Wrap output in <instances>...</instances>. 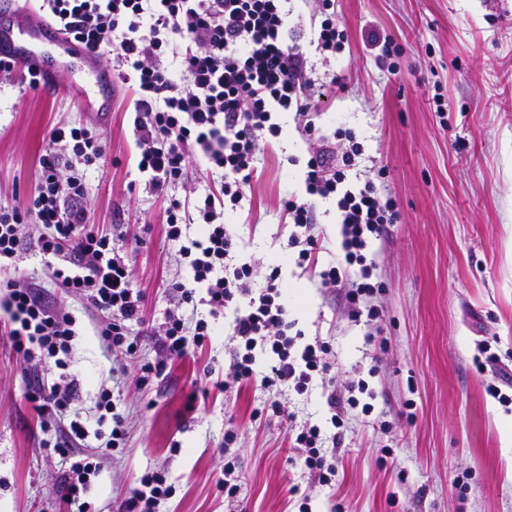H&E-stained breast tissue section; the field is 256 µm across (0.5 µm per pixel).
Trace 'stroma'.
<instances>
[{
	"label": "stroma",
	"mask_w": 512,
	"mask_h": 512,
	"mask_svg": "<svg viewBox=\"0 0 512 512\" xmlns=\"http://www.w3.org/2000/svg\"><path fill=\"white\" fill-rule=\"evenodd\" d=\"M336 18L349 52L327 65L305 47L317 82L345 83L319 99L320 123L364 139L366 159L387 171L381 194L399 212L369 252L386 285L373 299L378 339L312 268L283 258L291 228L282 201L303 192L308 158L293 116L280 117L281 134L259 155L249 215L224 218L255 287L270 262H281L297 347L317 339L331 347L329 378L314 377L302 395L280 392L284 412L327 438L335 432L331 390L363 380L375 394L370 413L346 417L336 475L324 486L304 468L305 452L282 418L264 413L270 391L232 381L233 308L210 320L203 345L169 362L151 386L137 384L138 365L161 357L165 314L191 328L209 308L178 304L171 291L190 270L165 239L164 201L128 190L142 180L132 91L117 87L102 114L80 66L63 72L58 91L30 89L17 73L0 78V206L36 192L55 125L95 128L105 154L87 171L89 223L104 232L124 226L132 279L144 294L143 321L130 326L140 348L128 356L108 349L95 333L107 317L58 288L38 254L23 253L13 275L79 322L67 371L49 376L79 383L89 446L112 428L99 419L100 389L111 390L127 420L125 447L107 452L85 496L89 512H122L130 490L153 472L175 488L160 512H297L303 502L309 512H512V405L487 391H512V0H336ZM374 32L402 54L371 50ZM483 340L498 361L480 372L474 358ZM34 375L0 335V512H56L64 493L66 463L47 448L54 434L41 430L25 398ZM231 459L241 486L234 499L218 488Z\"/></svg>",
	"instance_id": "obj_1"
}]
</instances>
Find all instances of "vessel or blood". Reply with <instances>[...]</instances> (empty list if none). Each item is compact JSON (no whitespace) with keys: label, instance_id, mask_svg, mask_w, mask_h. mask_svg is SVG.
<instances>
[{"label":"vessel or blood","instance_id":"obj_1","mask_svg":"<svg viewBox=\"0 0 512 512\" xmlns=\"http://www.w3.org/2000/svg\"><path fill=\"white\" fill-rule=\"evenodd\" d=\"M38 38L56 46V59H49L35 46L34 41ZM0 57L16 61L20 68L38 71L46 87L53 89L57 86L59 60L70 58L84 62L90 59L91 54L86 48L70 41L53 22L33 18L17 0H0ZM93 75L103 108H110L115 85L111 69L98 66L94 68Z\"/></svg>","mask_w":512,"mask_h":512}]
</instances>
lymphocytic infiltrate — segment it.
<instances>
[{
  "label": "lymphocytic infiltrate",
  "instance_id": "1",
  "mask_svg": "<svg viewBox=\"0 0 512 512\" xmlns=\"http://www.w3.org/2000/svg\"><path fill=\"white\" fill-rule=\"evenodd\" d=\"M42 15L56 22L74 42L97 58L109 57L122 84L134 92L133 136L137 169L145 173L144 189L163 198L165 236L176 245L191 271L190 284H175L179 301L201 299L211 316L236 307L230 367L237 380L264 388L285 387L302 394L314 375L326 373L329 347L318 341L295 351L289 331L288 304L279 285L280 266L269 269L262 289L252 286L250 263L235 260L237 241L224 226L225 211H237L256 172L259 144L279 136V115L292 112L309 141L304 196H289L283 210L293 229L287 248L298 263L309 261L323 240L315 199L336 203L341 255L322 268L323 284L343 289L353 321L372 325L380 317L373 297L383 290L367 259L373 241L382 239L399 215L392 199H380L373 179L355 183L349 172L364 153L354 133L344 145L317 123L315 85L300 35L289 25L288 0H42ZM321 20L313 41L323 62L349 47L346 28L336 19L335 0H320ZM99 133L88 127L57 125L40 158L38 191L22 207H0V271L15 269L22 253L43 256L52 279L90 309L108 314L101 334L113 348L135 354L139 337L131 323L142 320L144 296L135 288L126 255L117 242L123 232L95 233L87 228L86 169L104 154ZM198 156L215 176L214 189L200 199L171 195L182 182L189 155ZM41 224V233L23 236L24 224ZM201 225L202 238L188 240L187 227ZM205 297H197L198 289ZM0 334L24 362L54 363L67 369L77 335V319L66 309L47 306L14 280L0 284ZM209 324L199 320L187 331L183 320L167 314L159 349L162 360L140 365L139 386H148L169 359L185 355L189 344H203ZM272 355L270 371L257 375L255 349ZM77 381L61 384L42 378L26 400L32 409L69 424L53 449L68 461L62 479L64 512H88L85 496L100 472L98 454L83 449L89 436L79 419ZM335 432L323 439L317 426L297 424L287 416L290 438L304 448V466L318 484L336 473L335 446L348 410L357 397L330 393ZM332 449H325V442ZM173 487L164 476L149 474L131 489L125 512H159Z\"/></svg>",
  "mask_w": 512,
  "mask_h": 512
}]
</instances>
